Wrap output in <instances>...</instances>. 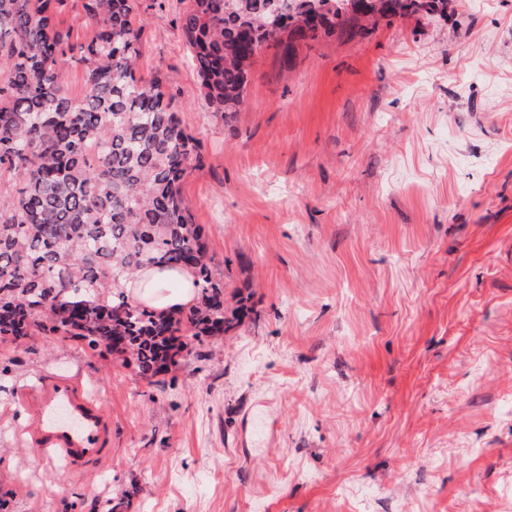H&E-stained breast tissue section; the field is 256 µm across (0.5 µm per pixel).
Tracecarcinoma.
<instances>
[{
  "label": "carcinoma",
  "mask_w": 512,
  "mask_h": 512,
  "mask_svg": "<svg viewBox=\"0 0 512 512\" xmlns=\"http://www.w3.org/2000/svg\"><path fill=\"white\" fill-rule=\"evenodd\" d=\"M72 0H0V342L14 348L38 332L95 350L120 341L144 378L177 365L191 342L234 328L247 308L224 314V280L182 193L203 165L175 111L170 77L136 75L144 20L140 0H78L92 27L80 45L86 93L72 97ZM189 0L179 18L205 101L224 121L244 105L258 47L284 65L295 46L340 30L360 37V17L443 15L448 0ZM146 266L184 270L197 305L162 316L126 295Z\"/></svg>",
  "instance_id": "obj_1"
}]
</instances>
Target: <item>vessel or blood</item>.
Listing matches in <instances>:
<instances>
[{
	"label": "vessel or blood",
	"instance_id": "vessel-or-blood-1",
	"mask_svg": "<svg viewBox=\"0 0 512 512\" xmlns=\"http://www.w3.org/2000/svg\"><path fill=\"white\" fill-rule=\"evenodd\" d=\"M22 404L29 415L25 439L43 457L77 469L109 456L112 423L81 376L51 377L29 390Z\"/></svg>",
	"mask_w": 512,
	"mask_h": 512
}]
</instances>
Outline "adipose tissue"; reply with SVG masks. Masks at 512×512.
Returning a JSON list of instances; mask_svg holds the SVG:
<instances>
[{"instance_id":"ef3b65f1","label":"adipose tissue","mask_w":512,"mask_h":512,"mask_svg":"<svg viewBox=\"0 0 512 512\" xmlns=\"http://www.w3.org/2000/svg\"><path fill=\"white\" fill-rule=\"evenodd\" d=\"M127 291L137 302L168 314L192 307L197 298L193 278L189 273L155 268L144 269L128 283Z\"/></svg>"}]
</instances>
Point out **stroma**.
<instances>
[{"label":"stroma","mask_w":512,"mask_h":512,"mask_svg":"<svg viewBox=\"0 0 512 512\" xmlns=\"http://www.w3.org/2000/svg\"><path fill=\"white\" fill-rule=\"evenodd\" d=\"M144 0L203 168L183 195L234 329L152 378L70 337L0 345L7 512H512V0L257 54L232 122ZM80 373L112 453L23 440L26 390Z\"/></svg>","instance_id":"stroma-1"}]
</instances>
